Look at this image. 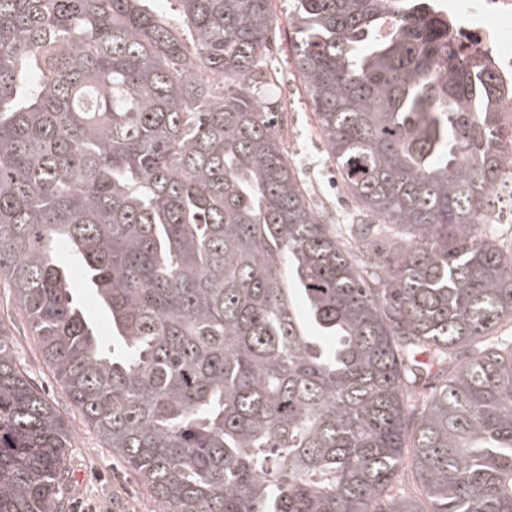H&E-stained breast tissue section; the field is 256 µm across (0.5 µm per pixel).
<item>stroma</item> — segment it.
Masks as SVG:
<instances>
[{"mask_svg": "<svg viewBox=\"0 0 512 512\" xmlns=\"http://www.w3.org/2000/svg\"><path fill=\"white\" fill-rule=\"evenodd\" d=\"M276 46L268 60L272 91L281 106L284 139L293 171L325 223L342 228L351 223L356 204L341 186L335 164L316 126L315 114L288 53V28L274 32ZM0 317L18 346L31 379L44 387L52 406L75 436L67 455L68 479L60 488L64 512H159L137 475L85 426L66 392L42 363L31 340L28 321L15 307L8 289L0 287Z\"/></svg>", "mask_w": 512, "mask_h": 512, "instance_id": "1", "label": "stroma"}]
</instances>
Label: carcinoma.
Listing matches in <instances>:
<instances>
[{
	"label": "carcinoma",
	"instance_id": "1",
	"mask_svg": "<svg viewBox=\"0 0 512 512\" xmlns=\"http://www.w3.org/2000/svg\"><path fill=\"white\" fill-rule=\"evenodd\" d=\"M178 2L191 48L145 0H0V278L44 363L160 512H512V341L483 345L512 251L481 230L512 86L441 0H293L341 241L267 95L271 0ZM70 447L0 321V512H62ZM73 282V296L76 301L81 305V308L89 320V322L97 329L100 335L110 342L112 348V336L109 329V320L106 310L98 307L92 297L94 292L91 288H87L85 280L81 275H75L72 279Z\"/></svg>",
	"mask_w": 512,
	"mask_h": 512
}]
</instances>
